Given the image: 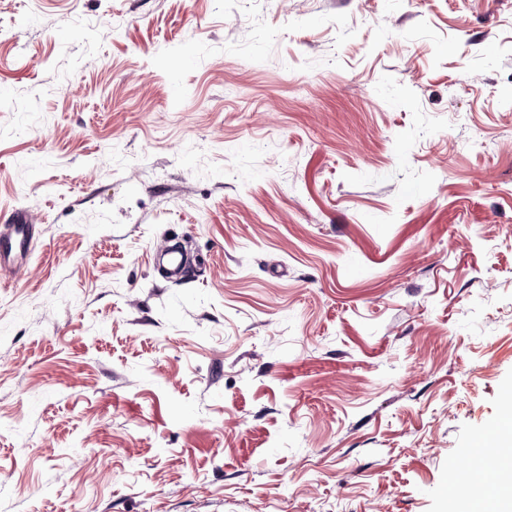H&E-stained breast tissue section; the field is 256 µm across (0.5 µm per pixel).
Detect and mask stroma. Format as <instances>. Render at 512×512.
Here are the masks:
<instances>
[{
	"instance_id": "1",
	"label": "stroma",
	"mask_w": 512,
	"mask_h": 512,
	"mask_svg": "<svg viewBox=\"0 0 512 512\" xmlns=\"http://www.w3.org/2000/svg\"><path fill=\"white\" fill-rule=\"evenodd\" d=\"M18 215L0 512H480L512 0H0Z\"/></svg>"
}]
</instances>
